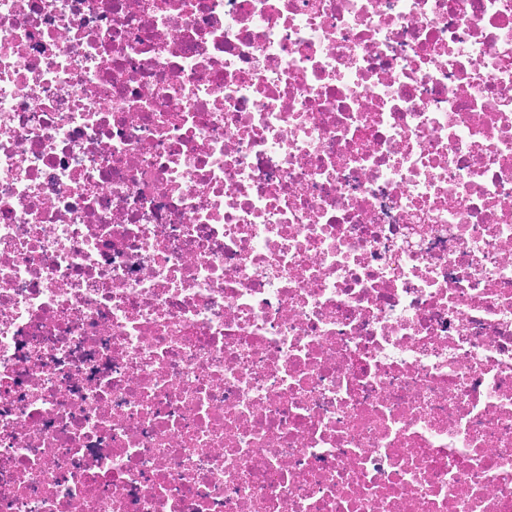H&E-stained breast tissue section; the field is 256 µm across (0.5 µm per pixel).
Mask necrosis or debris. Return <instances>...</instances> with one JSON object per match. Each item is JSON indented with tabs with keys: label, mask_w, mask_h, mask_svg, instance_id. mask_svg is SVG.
Segmentation results:
<instances>
[{
	"label": "necrosis or debris",
	"mask_w": 512,
	"mask_h": 512,
	"mask_svg": "<svg viewBox=\"0 0 512 512\" xmlns=\"http://www.w3.org/2000/svg\"><path fill=\"white\" fill-rule=\"evenodd\" d=\"M0 512H512V0H0Z\"/></svg>",
	"instance_id": "necrosis-or-debris-1"
}]
</instances>
